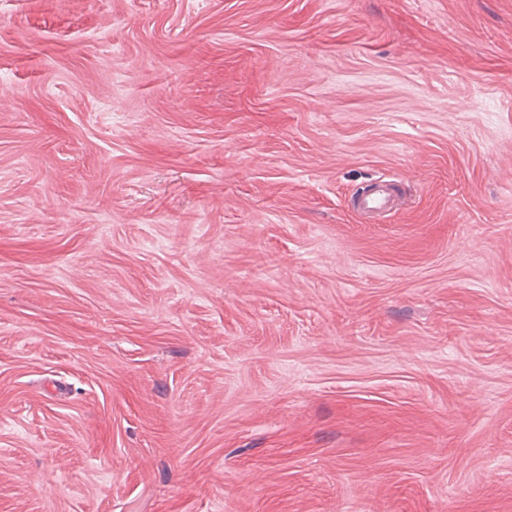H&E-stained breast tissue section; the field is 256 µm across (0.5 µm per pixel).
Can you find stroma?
<instances>
[{"label": "stroma", "instance_id": "1", "mask_svg": "<svg viewBox=\"0 0 512 512\" xmlns=\"http://www.w3.org/2000/svg\"><path fill=\"white\" fill-rule=\"evenodd\" d=\"M0 512H512V0H0ZM390 186L391 180H376L373 190L359 199L358 208L372 216H380L389 211L393 204Z\"/></svg>", "mask_w": 512, "mask_h": 512}]
</instances>
